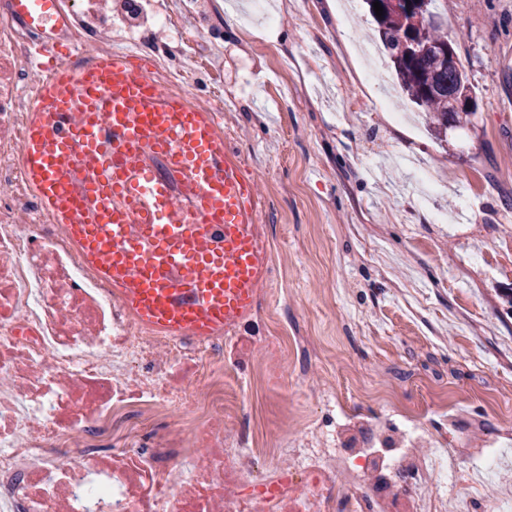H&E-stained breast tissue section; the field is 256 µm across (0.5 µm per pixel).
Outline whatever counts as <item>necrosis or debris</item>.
<instances>
[{
	"label": "necrosis or debris",
	"instance_id": "1",
	"mask_svg": "<svg viewBox=\"0 0 512 512\" xmlns=\"http://www.w3.org/2000/svg\"><path fill=\"white\" fill-rule=\"evenodd\" d=\"M70 7L88 58L116 52L113 24L169 26L140 0ZM30 69L27 34L1 22L0 512H471L485 475L512 473L499 449L348 416L263 462L238 390L278 379L280 337L173 339L123 311L23 178ZM131 416L166 425L145 444ZM92 437L114 452L87 453Z\"/></svg>",
	"mask_w": 512,
	"mask_h": 512
}]
</instances>
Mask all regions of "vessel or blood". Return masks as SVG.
Wrapping results in <instances>:
<instances>
[{"label":"vessel or blood","mask_w":512,"mask_h":512,"mask_svg":"<svg viewBox=\"0 0 512 512\" xmlns=\"http://www.w3.org/2000/svg\"><path fill=\"white\" fill-rule=\"evenodd\" d=\"M9 2L37 35L22 160L39 210L146 329L204 340L242 325L272 254L256 177L217 113L165 90L138 55L80 61L65 0ZM78 168L89 172L79 189Z\"/></svg>","instance_id":"b4317fda"}]
</instances>
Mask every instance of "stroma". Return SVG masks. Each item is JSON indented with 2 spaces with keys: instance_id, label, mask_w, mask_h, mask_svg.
I'll use <instances>...</instances> for the list:
<instances>
[{
  "instance_id": "obj_1",
  "label": "stroma",
  "mask_w": 512,
  "mask_h": 512,
  "mask_svg": "<svg viewBox=\"0 0 512 512\" xmlns=\"http://www.w3.org/2000/svg\"><path fill=\"white\" fill-rule=\"evenodd\" d=\"M235 0H148L178 9L188 41L168 62L253 170L273 258L270 323L288 338L285 378L243 391L261 443L287 423L330 424L335 394L395 428L424 423L512 456V0H437L476 95L446 136L400 98L388 57L359 78L351 41L375 29L363 0H269L274 24ZM211 54L223 71L204 64ZM438 192L416 202L414 173ZM447 214L444 224L434 213Z\"/></svg>"
}]
</instances>
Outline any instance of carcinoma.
I'll return each instance as SVG.
<instances>
[{
    "label": "carcinoma",
    "instance_id": "obj_1",
    "mask_svg": "<svg viewBox=\"0 0 512 512\" xmlns=\"http://www.w3.org/2000/svg\"><path fill=\"white\" fill-rule=\"evenodd\" d=\"M375 0H365L370 16L378 25V34L389 54L397 77L412 103L430 113L441 128H448V107L451 101L469 103L471 84L465 68L459 62L455 41L444 28L419 11H385L376 15ZM411 32L418 43L443 44L452 53L453 62L446 66L430 55H407L398 51L400 35Z\"/></svg>",
    "mask_w": 512,
    "mask_h": 512
}]
</instances>
